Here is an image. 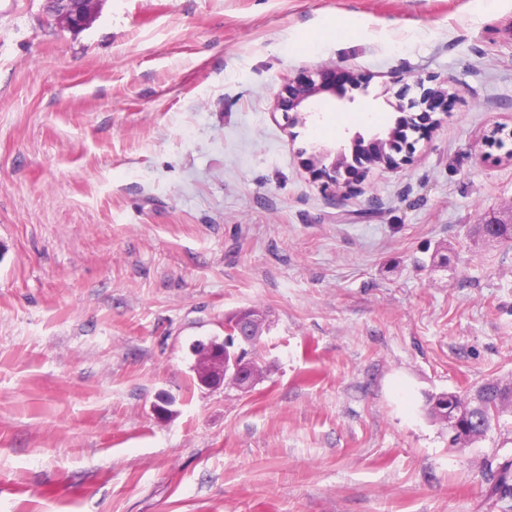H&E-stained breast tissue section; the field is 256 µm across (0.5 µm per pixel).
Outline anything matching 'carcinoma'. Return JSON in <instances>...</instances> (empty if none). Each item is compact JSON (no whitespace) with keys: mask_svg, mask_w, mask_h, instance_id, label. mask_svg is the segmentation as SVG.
<instances>
[{"mask_svg":"<svg viewBox=\"0 0 512 512\" xmlns=\"http://www.w3.org/2000/svg\"><path fill=\"white\" fill-rule=\"evenodd\" d=\"M478 231L484 237L504 241L512 239V224H481ZM192 352L195 356L194 371L199 379L229 369L235 359V352L228 346L224 348V362L209 359L202 341L193 345ZM450 407L456 410L457 418L451 432V446L465 448L485 437L493 425L499 424L503 414H512V382H487L471 396L455 393L432 395L426 403V414L431 420L446 426ZM491 495L495 497L500 512H512L511 460L502 464L501 471L495 475Z\"/></svg>","mask_w":512,"mask_h":512,"instance_id":"cac0c4a2","label":"carcinoma"}]
</instances>
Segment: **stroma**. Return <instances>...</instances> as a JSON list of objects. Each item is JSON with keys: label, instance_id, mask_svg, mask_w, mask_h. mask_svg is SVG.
I'll list each match as a JSON object with an SVG mask.
<instances>
[{"label": "stroma", "instance_id": "stroma-1", "mask_svg": "<svg viewBox=\"0 0 512 512\" xmlns=\"http://www.w3.org/2000/svg\"><path fill=\"white\" fill-rule=\"evenodd\" d=\"M337 63L354 102L287 123ZM436 86L409 161L313 179ZM497 219L512 0H103L77 34L0 0V512H498L512 416L458 449L425 412L512 380ZM242 308L263 379L202 386ZM336 73H343L347 80L354 78L347 68L334 65L315 72L316 79L313 75L303 74L288 81L277 104L287 123H292L294 118L305 119L307 112H315L314 106L326 94L336 97ZM289 112H294V115L289 116Z\"/></svg>", "mask_w": 512, "mask_h": 512}]
</instances>
